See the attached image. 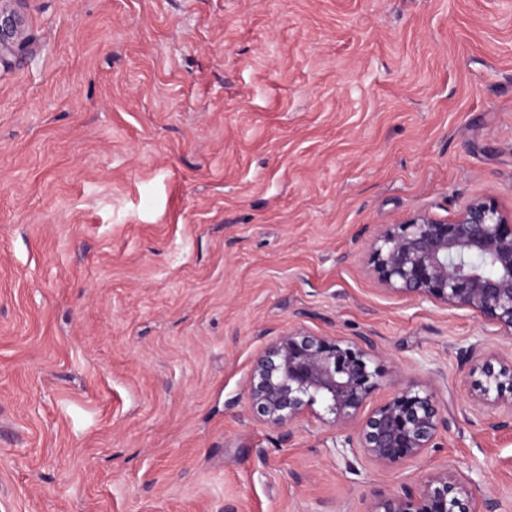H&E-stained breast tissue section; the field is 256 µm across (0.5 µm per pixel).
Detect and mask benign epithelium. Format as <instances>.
<instances>
[{"label":"benign epithelium","instance_id":"1","mask_svg":"<svg viewBox=\"0 0 512 512\" xmlns=\"http://www.w3.org/2000/svg\"><path fill=\"white\" fill-rule=\"evenodd\" d=\"M0 0V59L23 51L20 18ZM371 271L388 290L480 317L500 337L459 350L460 365L480 366L471 399L494 431L512 429V216L485 197L468 200L454 219L422 211L395 224H377L366 244ZM382 354L368 336H320L303 327L270 340L255 358L246 398L268 426L291 430L317 402L333 415L336 448L387 469L419 456L450 427L437 394L409 384L371 409L380 388ZM471 479L452 469L420 487L400 486L367 512H492L478 501Z\"/></svg>","mask_w":512,"mask_h":512}]
</instances>
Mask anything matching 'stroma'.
I'll list each match as a JSON object with an SVG mask.
<instances>
[{
    "mask_svg": "<svg viewBox=\"0 0 512 512\" xmlns=\"http://www.w3.org/2000/svg\"><path fill=\"white\" fill-rule=\"evenodd\" d=\"M0 62V512H366L454 467L512 512L462 310L382 289L374 225L512 214V0H12ZM304 325L371 336L378 404L452 418L379 470L245 390ZM7 2L11 1H0V59L17 55L23 51L25 45L21 20L4 6Z\"/></svg>",
    "mask_w": 512,
    "mask_h": 512,
    "instance_id": "stroma-1",
    "label": "stroma"
}]
</instances>
